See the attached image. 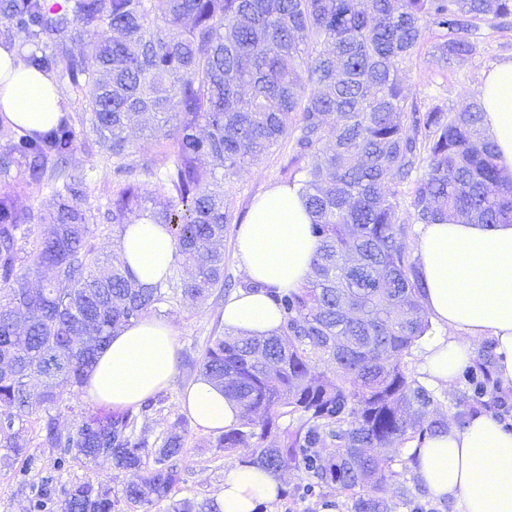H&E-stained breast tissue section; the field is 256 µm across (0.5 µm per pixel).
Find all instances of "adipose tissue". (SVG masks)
I'll return each instance as SVG.
<instances>
[{"mask_svg": "<svg viewBox=\"0 0 512 512\" xmlns=\"http://www.w3.org/2000/svg\"><path fill=\"white\" fill-rule=\"evenodd\" d=\"M484 128L498 147L500 166L512 173V60L495 64L479 79ZM62 95L50 76L18 63L0 46V112L28 129L43 131L59 116ZM318 241L295 187L277 186L257 198L237 235L244 279L262 283L257 292L237 290L224 303V327L248 336L272 334L281 322L270 290L304 285ZM175 253L161 224H130L118 258L144 283L164 279ZM421 301L443 335L428 339L422 369L431 384L455 389L461 369L492 341L494 372L501 389L512 390V224H427L417 251ZM176 331L166 321L145 318L113 336L83 386L95 401L115 408L138 406L166 387L174 374ZM182 407L202 427L217 432L238 422L237 404L220 388L199 379ZM412 471L436 499L455 512H512V431L488 416L411 448ZM278 478L249 465L224 471L222 512H254L272 501Z\"/></svg>", "mask_w": 512, "mask_h": 512, "instance_id": "ef3b65f1", "label": "adipose tissue"}]
</instances>
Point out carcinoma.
Here are the masks:
<instances>
[{
    "mask_svg": "<svg viewBox=\"0 0 512 512\" xmlns=\"http://www.w3.org/2000/svg\"><path fill=\"white\" fill-rule=\"evenodd\" d=\"M0 14L10 21L0 43L62 92L61 116L43 133L0 115V447L25 454L15 426L49 406L75 415L65 431L52 417L45 425L41 446L56 452L57 470L106 457L123 474L119 496L89 476L60 501L44 478L30 512L164 501L168 512H221L215 498L172 496L183 417L150 448L132 411L77 414L75 402L122 328L163 305L225 295L224 184L287 139L305 161L295 183L318 249L302 287L270 292L281 315L271 335L228 332L202 349L199 374L240 408L214 447L246 448L245 463L269 473L302 471L304 496L332 487L351 512H392L385 492L398 473L369 449L448 430L408 367L433 331L412 226L512 223V174L481 105L422 111L398 72L424 40L422 22L442 33L443 63L460 66L476 52L468 31L512 16V0H0ZM69 29L83 50L57 40ZM146 114L160 149L137 159L130 131ZM91 145L112 166L96 205L94 168L71 163ZM138 220L175 241L154 285L91 243L95 224L119 241Z\"/></svg>",
    "mask_w": 512,
    "mask_h": 512,
    "instance_id": "1",
    "label": "carcinoma"
}]
</instances>
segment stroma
<instances>
[{
	"label": "stroma",
	"instance_id": "obj_1",
	"mask_svg": "<svg viewBox=\"0 0 512 512\" xmlns=\"http://www.w3.org/2000/svg\"><path fill=\"white\" fill-rule=\"evenodd\" d=\"M468 37L476 43L477 52L464 65L445 66L434 47L442 40L435 28H427L424 42L407 61L400 73L402 84L409 97L419 104H440L449 111L463 109L479 96L478 81L483 71L504 59L512 58V18L497 21L496 25H478ZM297 163L290 145L275 148L258 162L231 177L226 188L233 220L224 236V273L232 280H240L236 254L237 231L243 224L253 201L268 189L287 184ZM223 301L208 300L204 304L184 303L171 306L167 321L176 329L175 373L166 388L167 399L155 410L139 418L136 435L156 443L170 430L178 414L183 411L182 400L187 389L199 374L190 370L189 361L199 359L200 352L209 337L225 332L222 312ZM51 409L39 407L24 421L20 429V444L26 454L18 459H7V451L0 447V512H28L29 500L41 479L47 476L56 480L57 492H64L76 482L95 474L104 488L113 494H121L123 476L116 471L110 460H98L94 468H87L81 461H71L67 470L56 472L55 453L42 447L41 429ZM215 431L197 423H189L185 436L184 453L177 463L181 481L173 490L175 498H193L199 501L219 497L224 486V471L240 463L245 449L221 451L215 448ZM390 466L399 471L397 484L389 485L386 496L395 499L398 486L413 492L416 503L423 512H454L451 501H436L419 489L411 468L402 467L408 457L407 448L389 450ZM281 492L277 499L266 504L265 512H349L350 501L346 494L326 488L314 496H301L298 487L304 482L301 471L289 469L280 476Z\"/></svg>",
	"mask_w": 512,
	"mask_h": 512
}]
</instances>
